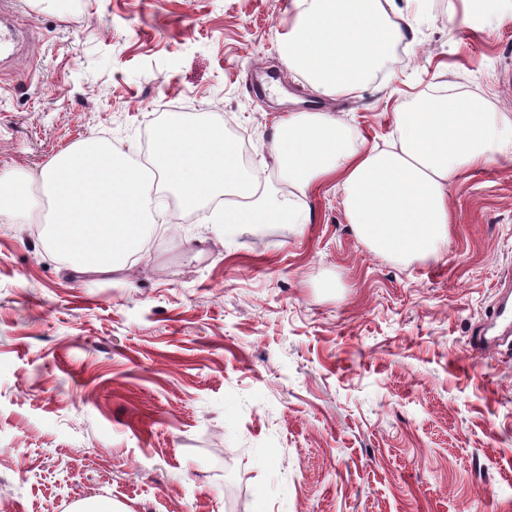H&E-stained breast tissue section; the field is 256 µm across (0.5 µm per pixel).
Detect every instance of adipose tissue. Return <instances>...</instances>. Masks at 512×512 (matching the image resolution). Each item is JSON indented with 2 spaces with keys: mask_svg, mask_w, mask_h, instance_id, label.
Segmentation results:
<instances>
[{
  "mask_svg": "<svg viewBox=\"0 0 512 512\" xmlns=\"http://www.w3.org/2000/svg\"><path fill=\"white\" fill-rule=\"evenodd\" d=\"M425 0H293L295 13L280 46L290 70L322 95L361 90L391 69L398 47H411ZM268 153L288 182L281 196L244 172L224 129L202 116H178L160 130L155 162L184 207L223 198L216 221L301 224L307 201L337 181L349 224L380 254H438L454 222L448 196L458 175L512 158V115L477 100H407L394 112V140L365 147L354 130L328 112H292L276 127ZM41 186L51 218L44 240L78 272L125 269L149 228L163 223L152 207L142 163L111 142L88 137L61 150L19 194L0 197V216L27 219L28 193Z\"/></svg>",
  "mask_w": 512,
  "mask_h": 512,
  "instance_id": "1",
  "label": "adipose tissue"
}]
</instances>
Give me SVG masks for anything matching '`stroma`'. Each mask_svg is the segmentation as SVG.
Returning a JSON list of instances; mask_svg holds the SVG:
<instances>
[{
  "label": "stroma",
  "instance_id": "35a3bbf8",
  "mask_svg": "<svg viewBox=\"0 0 512 512\" xmlns=\"http://www.w3.org/2000/svg\"><path fill=\"white\" fill-rule=\"evenodd\" d=\"M0 171L86 137L148 161L155 130L203 113L288 187L266 150L289 112L367 145L397 104L440 93L512 113V11L450 28L429 0L396 76L339 97L281 60L292 0H10ZM335 183L305 224H240L221 199L158 193L166 224L133 271L88 276L46 246L45 208L0 221V512H512V351L472 353L512 285V162L451 185L439 257L376 253Z\"/></svg>",
  "mask_w": 512,
  "mask_h": 512
}]
</instances>
